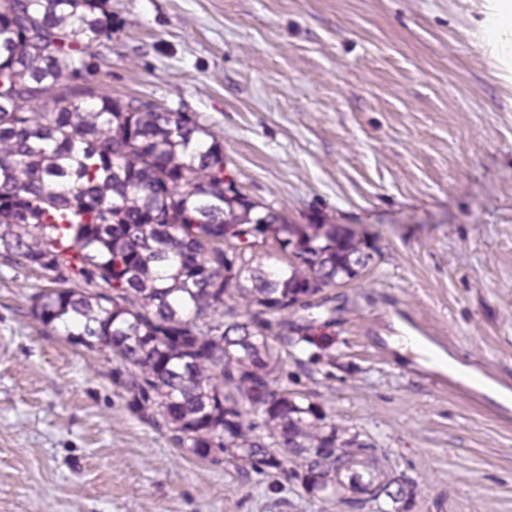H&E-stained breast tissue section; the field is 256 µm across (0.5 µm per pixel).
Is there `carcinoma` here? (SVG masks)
Listing matches in <instances>:
<instances>
[{
	"label": "carcinoma",
	"mask_w": 512,
	"mask_h": 512,
	"mask_svg": "<svg viewBox=\"0 0 512 512\" xmlns=\"http://www.w3.org/2000/svg\"><path fill=\"white\" fill-rule=\"evenodd\" d=\"M111 24L102 0L0 9V256L50 283L30 296L33 318L112 357L130 412L162 418L197 460L223 454L384 512L343 495L397 501L374 446L339 439L281 382L293 303L357 277L368 244L334 224H290L224 184L223 146L185 113L65 83ZM48 101L54 111H38ZM257 236L287 257L272 276Z\"/></svg>",
	"instance_id": "carcinoma-1"
}]
</instances>
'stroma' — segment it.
Returning <instances> with one entry per match:
<instances>
[{
  "mask_svg": "<svg viewBox=\"0 0 512 512\" xmlns=\"http://www.w3.org/2000/svg\"><path fill=\"white\" fill-rule=\"evenodd\" d=\"M502 0H106L79 76L183 112L293 224L369 242L296 309L282 380L401 478L387 512H512V404L390 342L399 326L512 392V26ZM0 257V512H337L299 481L200 462L134 417L117 364L35 321Z\"/></svg>",
  "mask_w": 512,
  "mask_h": 512,
  "instance_id": "stroma-1",
  "label": "stroma"
}]
</instances>
